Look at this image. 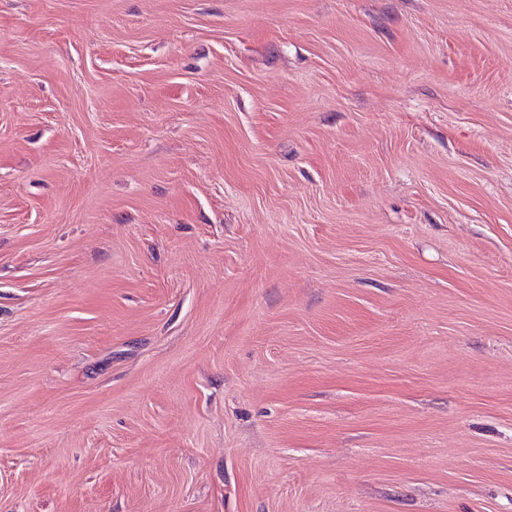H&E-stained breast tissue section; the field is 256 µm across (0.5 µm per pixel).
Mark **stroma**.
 I'll list each match as a JSON object with an SVG mask.
<instances>
[{"mask_svg":"<svg viewBox=\"0 0 512 512\" xmlns=\"http://www.w3.org/2000/svg\"><path fill=\"white\" fill-rule=\"evenodd\" d=\"M0 512H512V0H0Z\"/></svg>","mask_w":512,"mask_h":512,"instance_id":"35a3bbf8","label":"stroma"}]
</instances>
